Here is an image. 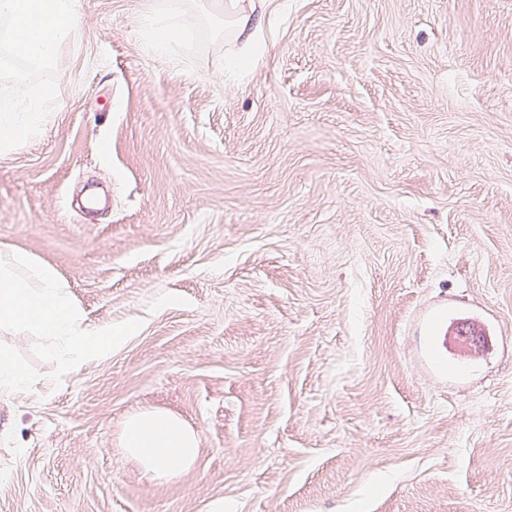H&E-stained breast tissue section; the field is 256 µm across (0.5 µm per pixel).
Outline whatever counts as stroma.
<instances>
[{
    "label": "stroma",
    "mask_w": 512,
    "mask_h": 512,
    "mask_svg": "<svg viewBox=\"0 0 512 512\" xmlns=\"http://www.w3.org/2000/svg\"><path fill=\"white\" fill-rule=\"evenodd\" d=\"M77 0L52 62L0 67L44 120L0 151V247L52 266L121 345L0 392V512H512V0ZM507 345L426 367L430 308ZM173 413L191 468L142 471L126 418ZM244 0H226L224 3L222 0H214L217 6L216 15L224 16L227 15L229 18L227 19V23L229 26L236 30L239 33H242L250 19V14L254 9L253 4L249 3L246 5L242 3Z\"/></svg>",
    "instance_id": "obj_1"
}]
</instances>
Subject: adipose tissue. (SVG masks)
I'll list each match as a JSON object with an SVG mask.
<instances>
[{
	"mask_svg": "<svg viewBox=\"0 0 512 512\" xmlns=\"http://www.w3.org/2000/svg\"><path fill=\"white\" fill-rule=\"evenodd\" d=\"M0 23L24 57L42 65L54 59L62 40L76 35L77 0H0ZM0 327L51 339L49 354L69 363L103 354L124 339L120 330L82 327L55 271L17 248H0ZM122 446L145 472L161 477L194 463L199 438L176 415L144 409L125 421Z\"/></svg>",
	"mask_w": 512,
	"mask_h": 512,
	"instance_id": "adipose-tissue-1",
	"label": "adipose tissue"
}]
</instances>
